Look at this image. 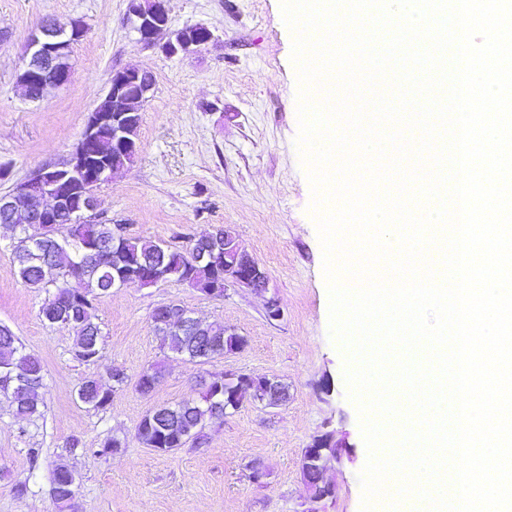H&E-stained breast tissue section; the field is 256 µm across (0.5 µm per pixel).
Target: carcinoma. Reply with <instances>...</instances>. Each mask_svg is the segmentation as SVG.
Instances as JSON below:
<instances>
[{"label":"carcinoma","mask_w":512,"mask_h":512,"mask_svg":"<svg viewBox=\"0 0 512 512\" xmlns=\"http://www.w3.org/2000/svg\"><path fill=\"white\" fill-rule=\"evenodd\" d=\"M92 162L109 168L127 164L124 151L109 138L96 141ZM28 223L17 216L11 229L21 234L14 250L16 273L29 287L45 290L48 298L40 308L43 321L54 326L77 329L74 358L92 362L99 356L100 327L95 322V301L112 292L116 281L149 288L160 282L187 284L206 293L224 286V257L210 267H197L185 248H163L137 237H126L112 224H57L46 237L30 242ZM154 331L160 347L199 364L242 348L246 340L229 334L222 323L207 326L208 350L201 352L197 339L190 333L154 318ZM162 375L157 363L143 370L136 390L147 395ZM11 380L10 392L15 395V415L28 418L39 413L37 390L43 385L41 360L24 351L13 331L0 325V378ZM79 400L93 409H104L112 401V388L95 378L84 379L77 391ZM224 379L216 377L203 384L198 397L169 406L161 405L153 412L163 415L159 425L150 423L145 415L137 426L139 441L161 453L183 446L187 439L199 442L209 421L224 416Z\"/></svg>","instance_id":"cac0c4a2"}]
</instances>
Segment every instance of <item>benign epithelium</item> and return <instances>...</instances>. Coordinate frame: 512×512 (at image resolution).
<instances>
[{
  "label": "benign epithelium",
  "mask_w": 512,
  "mask_h": 512,
  "mask_svg": "<svg viewBox=\"0 0 512 512\" xmlns=\"http://www.w3.org/2000/svg\"><path fill=\"white\" fill-rule=\"evenodd\" d=\"M166 0H153V7L144 10L130 3L128 20L146 46H158L169 57H187L198 53L213 40L207 32L204 40L184 36V30L172 31L168 27L169 17ZM84 24L77 19L71 22L70 31L57 26L52 20L42 21L37 32L30 36L27 56L17 73V83L25 98L38 100L49 87L67 85L72 76V67L60 62L61 52L69 44L83 36ZM141 70L122 68L112 71L109 79L110 94L115 102V111H124L123 104L130 96L146 100L152 87L139 81ZM131 130L115 119L109 120L92 111L86 122L81 140L70 157L57 164L45 167L26 180L18 183L9 193L0 196V222L7 224L11 213L25 210L30 223L47 227L60 221V215L69 214L72 224H91L97 220L95 191L112 177V170L103 168L97 173L88 170L84 144L96 138L110 137L127 148H133L129 139ZM224 258L234 262V282L256 292L268 286V274L253 258L233 244H224ZM165 321L195 333L200 329L199 321L182 308L161 305ZM254 400L276 405L288 400V392L273 379H265L254 390ZM345 448L331 446L320 439L311 448L305 449L302 462L303 477L307 485L315 488L314 501L329 496L333 489L324 483V462L341 457Z\"/></svg>",
  "instance_id": "7a95c632"
}]
</instances>
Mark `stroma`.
Listing matches in <instances>:
<instances>
[{
  "mask_svg": "<svg viewBox=\"0 0 512 512\" xmlns=\"http://www.w3.org/2000/svg\"><path fill=\"white\" fill-rule=\"evenodd\" d=\"M129 0H0V194L39 168L66 160L113 70L138 66L155 79L142 108L132 165L97 191L102 219L126 234L186 246L216 225L232 226L241 249L269 276L258 293L227 285L214 297L186 284L113 289L96 303L99 357H73L74 334L42 321L45 291L14 272L13 235L0 227V324L42 361L38 416L14 418L0 396V512H60L52 493L58 465L79 479L73 512H361L360 473L368 452L344 379L346 352L330 335L324 253L313 190L297 137L299 81L293 33L281 0H168L172 28L201 23L215 41L192 57H167L138 42L126 22ZM46 17L82 19L68 85L24 99L16 75L30 33ZM176 302L202 322H224L244 336L240 350L208 364L165 358L151 314ZM280 309L267 313L269 302ZM161 363L150 395L138 375ZM128 378L103 410L77 398L87 377ZM269 377L287 384L285 405L241 406L205 430L203 444L168 453L144 447L140 420L154 407L197 396L217 375ZM348 448L328 462L334 495L313 502L302 458L322 434ZM123 446L102 453L109 438ZM79 448H70L71 440ZM38 457H31V449ZM25 483L23 496L13 487Z\"/></svg>",
  "mask_w": 512,
  "mask_h": 512,
  "instance_id": "35a3bbf8",
  "label": "stroma"
}]
</instances>
